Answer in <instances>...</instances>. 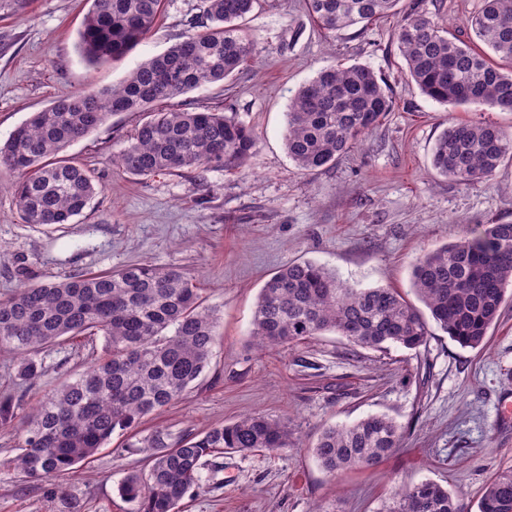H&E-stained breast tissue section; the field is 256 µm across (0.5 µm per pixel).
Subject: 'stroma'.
Here are the masks:
<instances>
[{
    "label": "stroma",
    "instance_id": "1",
    "mask_svg": "<svg viewBox=\"0 0 512 512\" xmlns=\"http://www.w3.org/2000/svg\"><path fill=\"white\" fill-rule=\"evenodd\" d=\"M478 0H421L450 32L471 42ZM87 0H0V142L51 102L120 82L141 61L179 42L202 0H165L147 38L117 64L89 65L78 52ZM397 17L329 33L305 0H264L246 22L259 51L224 84L175 98L179 108L236 113L257 135L236 174L186 170L147 178L112 164L142 119L123 112L67 147L101 192L71 223L21 219L15 179L0 175V299L61 274L112 271L134 263L176 266L196 281L220 323L211 364L175 404L146 417L139 439L163 432L169 446L238 417L262 412L291 424L295 448L228 453L182 512H383L399 487L437 482L475 512L484 486L512 469V421L498 400L512 394V297L486 344L461 348L438 327L425 346L376 351L325 334L268 351L252 344L258 293L275 271L313 261L364 288L408 291L420 255L483 224L512 223V162L467 186L439 175L431 153L452 120L512 131V112L489 105L455 109L406 76L393 40ZM362 64L386 79L394 109L335 167L304 174L283 142L286 112L301 85L333 63ZM102 346L82 337L43 350L45 374L21 382L14 355L0 351V394L21 399L0 427V512H130L118 485L149 468V449L113 435L87 465L33 481L7 461L33 407L83 373ZM384 414L404 440L379 464L330 475L311 447L327 426Z\"/></svg>",
    "mask_w": 512,
    "mask_h": 512
}]
</instances>
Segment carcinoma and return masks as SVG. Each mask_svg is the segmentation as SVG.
<instances>
[{
    "mask_svg": "<svg viewBox=\"0 0 512 512\" xmlns=\"http://www.w3.org/2000/svg\"><path fill=\"white\" fill-rule=\"evenodd\" d=\"M79 52L91 65L124 58L151 31L164 0H87ZM259 0H203L183 40L140 62L117 85L85 89L32 115L0 144V173L17 177L15 204L27 224H68L101 192L93 176L61 153L120 112H141L133 135L112 158L136 177L241 170L255 152L254 130L219 111L166 106L202 86L223 82L247 64L257 41L242 27ZM402 0H307L327 32L395 14ZM481 52L450 34L414 0L394 31L410 79L431 100L453 107L487 104L512 112V0H481L470 20ZM393 109L384 80L368 66L332 65L301 86L286 112L284 146L300 172L330 168L351 152ZM512 162V132L487 123L451 121L436 139L432 166L470 185ZM512 285V224L479 231L418 257L411 290L450 339L467 348L486 343L507 287ZM219 323L201 289L174 267L146 263L117 271L57 276L0 300V349L13 353L17 376L40 379L43 349L65 337L100 336L101 352L88 369L60 384L27 421L18 453L9 460L26 479H44L84 465L112 435H128L141 420L169 407L207 370ZM326 332L356 346L417 350L429 336L419 308L394 288H360L327 267L304 261L273 274L260 289L252 342L260 350L299 344ZM20 403L0 397V426ZM402 427L369 415L322 431L313 453L330 474L373 466L399 447ZM148 472L128 474L121 494L133 512H180L203 488V471L223 469L224 451L281 452L292 445L288 422L244 415L171 448L157 431ZM385 512H468L433 481L397 491ZM479 512H512V469L485 487Z\"/></svg>",
    "mask_w": 512,
    "mask_h": 512,
    "instance_id": "carcinoma-1",
    "label": "carcinoma"
}]
</instances>
